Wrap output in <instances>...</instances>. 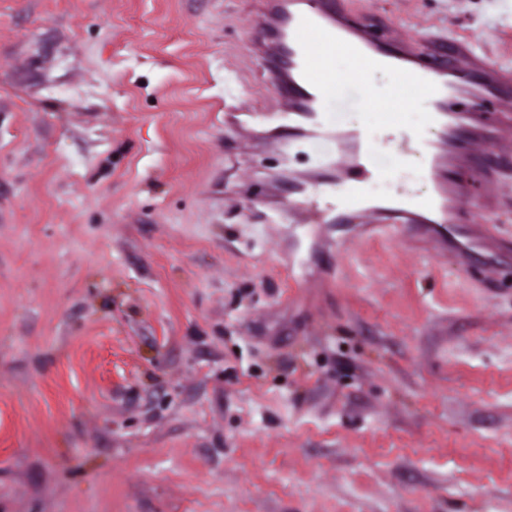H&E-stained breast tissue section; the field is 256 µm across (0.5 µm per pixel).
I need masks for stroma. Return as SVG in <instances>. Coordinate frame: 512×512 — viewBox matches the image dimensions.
<instances>
[{
	"mask_svg": "<svg viewBox=\"0 0 512 512\" xmlns=\"http://www.w3.org/2000/svg\"><path fill=\"white\" fill-rule=\"evenodd\" d=\"M258 0H0V512H512V134L495 271L268 224ZM512 62V0H349Z\"/></svg>",
	"mask_w": 512,
	"mask_h": 512,
	"instance_id": "stroma-1",
	"label": "stroma"
}]
</instances>
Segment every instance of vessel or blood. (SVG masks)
Listing matches in <instances>:
<instances>
[{
    "instance_id": "vessel-or-blood-1",
    "label": "vessel or blood",
    "mask_w": 512,
    "mask_h": 512,
    "mask_svg": "<svg viewBox=\"0 0 512 512\" xmlns=\"http://www.w3.org/2000/svg\"><path fill=\"white\" fill-rule=\"evenodd\" d=\"M253 41L276 105L252 109L250 117L303 125L302 152L316 163L305 184L336 200L322 208L310 199V223L444 224L447 233L435 241L460 265H472L494 233L474 219L478 196L457 171L460 162L481 156L499 129L467 135L463 128L473 96L491 99L497 111L512 110V69L491 62L478 39H418L370 18L355 22L347 0H267ZM372 66L392 77L385 98L367 95ZM358 106L367 111L365 124L345 129L343 112ZM428 126L439 127V139L420 137ZM405 151L423 157L428 192L375 194L384 167Z\"/></svg>"
}]
</instances>
